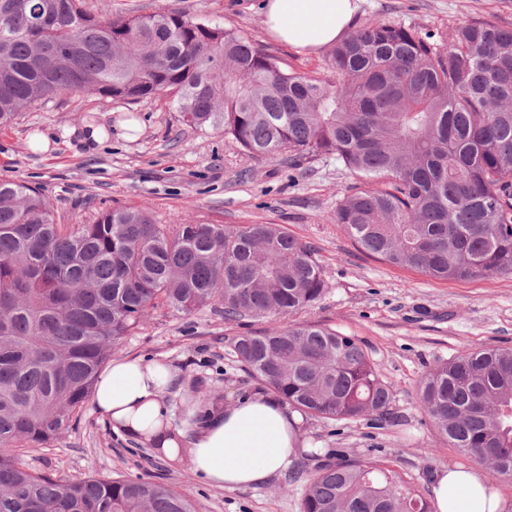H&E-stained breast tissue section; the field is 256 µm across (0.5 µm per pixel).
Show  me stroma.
<instances>
[{
	"label": "stroma",
	"instance_id": "stroma-1",
	"mask_svg": "<svg viewBox=\"0 0 512 512\" xmlns=\"http://www.w3.org/2000/svg\"><path fill=\"white\" fill-rule=\"evenodd\" d=\"M263 0H86L99 16L146 15L176 9L229 29L245 30L291 71L328 76L329 52L296 55L267 35ZM380 17L419 33L448 37L476 19L512 27V0H364L359 18ZM104 127L102 144H81L76 129ZM48 151L30 146L34 135ZM0 179L36 187L63 224L92 223L106 209L137 208L161 224H277L310 245L328 288L298 314L355 340L379 374L394 385V420L376 429L368 419L326 422L304 418L301 447L288 470L255 489L229 492L196 477L188 461L168 462L153 449L115 436L84 403L76 423L59 438L28 449L36 471L62 478L142 476L172 484L199 512H300L308 452L345 455L390 465L421 491L444 465H464L461 453L435 433L418 403V390L435 365L482 347H512V276L443 281L396 267L364 252L332 216L357 178L335 159L294 169L287 158L242 154L223 132L198 133L184 125L173 96L125 104L95 93H70L21 112L0 128ZM265 317L225 321L207 307L187 315L153 310L145 324L112 352L161 359L176 372L167 399L180 410L195 382L224 404L260 390L230 353L225 337L282 327Z\"/></svg>",
	"mask_w": 512,
	"mask_h": 512
}]
</instances>
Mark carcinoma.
Listing matches in <instances>:
<instances>
[{
	"label": "carcinoma",
	"instance_id": "carcinoma-1",
	"mask_svg": "<svg viewBox=\"0 0 512 512\" xmlns=\"http://www.w3.org/2000/svg\"><path fill=\"white\" fill-rule=\"evenodd\" d=\"M0 126L72 92L176 97L186 126L364 181L335 223L365 252L438 280L512 275V28L475 20L449 44L369 19L332 75L290 71L244 31L178 11L103 18L84 0H0ZM327 289L311 247L276 224H157L143 209L58 223L38 189L0 181V512H198L163 481L55 478L22 452L67 431L104 361L150 312L288 318ZM247 373L304 416L393 418L394 386L359 343L288 322L233 336ZM418 401L442 439L512 479V348L435 366ZM214 398H188L200 420ZM302 512H432L389 466L336 455L306 473Z\"/></svg>",
	"mask_w": 512,
	"mask_h": 512
}]
</instances>
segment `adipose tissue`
<instances>
[{"label": "adipose tissue", "instance_id": "1", "mask_svg": "<svg viewBox=\"0 0 512 512\" xmlns=\"http://www.w3.org/2000/svg\"><path fill=\"white\" fill-rule=\"evenodd\" d=\"M361 0H265L269 36L297 53L316 54L351 32ZM174 381L164 361L112 360L93 393L96 413L114 434L155 449L227 491L255 488L285 472L298 453L301 418L274 393L258 391L212 406L198 422L174 424L166 394ZM435 512H498L500 496L483 473L440 467L432 485Z\"/></svg>", "mask_w": 512, "mask_h": 512}]
</instances>
